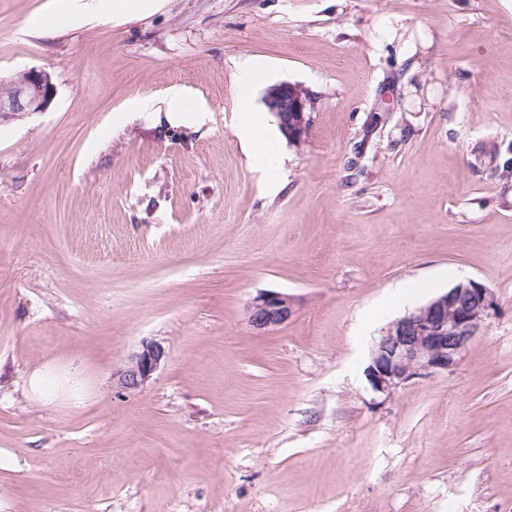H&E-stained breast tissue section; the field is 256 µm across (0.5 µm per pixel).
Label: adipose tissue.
Returning <instances> with one entry per match:
<instances>
[{
    "label": "adipose tissue",
    "instance_id": "adipose-tissue-1",
    "mask_svg": "<svg viewBox=\"0 0 512 512\" xmlns=\"http://www.w3.org/2000/svg\"><path fill=\"white\" fill-rule=\"evenodd\" d=\"M157 3L158 0H69V13L78 20L89 17L104 18L112 10L141 11L152 8ZM261 78L262 75L255 65L241 64L238 85L244 103L240 109L238 136L250 149L254 160L274 176L279 172V166L273 157L274 144L264 135L263 114L255 111L250 103L251 91Z\"/></svg>",
    "mask_w": 512,
    "mask_h": 512
}]
</instances>
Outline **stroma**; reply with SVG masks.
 I'll list each match as a JSON object with an SVG mask.
<instances>
[{
	"instance_id": "1",
	"label": "stroma",
	"mask_w": 512,
	"mask_h": 512,
	"mask_svg": "<svg viewBox=\"0 0 512 512\" xmlns=\"http://www.w3.org/2000/svg\"><path fill=\"white\" fill-rule=\"evenodd\" d=\"M63 5L0 0V77L57 86L0 125V512H512V0ZM246 61L257 110L310 97L300 142L267 119L275 183ZM469 279L498 308L458 366L374 392L381 329ZM262 291L288 323L249 325ZM145 338L168 358L120 391ZM108 0H69V13L72 18L85 20L88 17L108 16ZM262 74L251 63H243L239 67L238 85L243 98L240 109L238 136L250 149L254 160L265 167L273 180L279 172V164L274 163V143L264 135L265 119L262 112H257L251 105V91L261 80ZM294 313V302L279 292H261L246 306L247 321L254 329L267 330L285 324Z\"/></svg>"
}]
</instances>
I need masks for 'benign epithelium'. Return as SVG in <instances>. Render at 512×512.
<instances>
[{
	"instance_id": "1",
	"label": "benign epithelium",
	"mask_w": 512,
	"mask_h": 512,
	"mask_svg": "<svg viewBox=\"0 0 512 512\" xmlns=\"http://www.w3.org/2000/svg\"><path fill=\"white\" fill-rule=\"evenodd\" d=\"M56 93L51 74L43 69H26L7 82L0 81V123L48 111ZM264 103L288 141L304 138L309 98L302 86L287 82L272 85L265 93ZM496 306L491 289L468 280L390 322L376 341L365 369L371 388L390 394L417 376L455 368L468 344L495 314ZM293 313V300L279 292H261L246 306L247 321L257 330L281 326ZM166 358L167 352L160 343L144 339L112 379L120 390L136 391Z\"/></svg>"
}]
</instances>
